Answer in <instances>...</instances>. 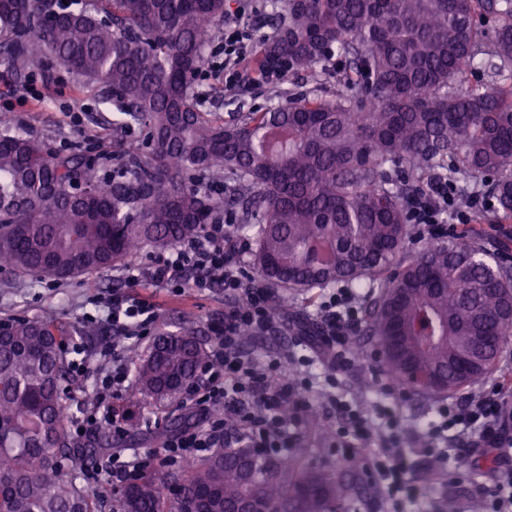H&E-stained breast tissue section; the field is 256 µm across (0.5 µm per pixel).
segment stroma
<instances>
[{
	"mask_svg": "<svg viewBox=\"0 0 512 512\" xmlns=\"http://www.w3.org/2000/svg\"><path fill=\"white\" fill-rule=\"evenodd\" d=\"M30 73L44 74L48 79L44 99L33 98L26 84L8 86L0 79V112L12 113L16 120L42 136L53 148L62 151L86 150L99 144L100 131L112 121L111 105L102 103L97 91L82 85L76 75L42 64H34ZM196 89L206 91V111L221 116L233 112H248L265 107L273 99L275 90L292 89V82L283 80L277 84L253 87L242 84L226 88L223 77L212 74L209 68H202L195 82ZM84 104L85 110L72 114L71 104ZM123 265L94 275L82 276L67 283L50 280L42 281L37 287L28 288L14 285L12 277L0 271V317L20 315L40 320H51L71 328L86 325V316L95 312L97 304L111 299L113 293L124 291ZM137 293L154 304L158 318L156 325L165 330H175L182 315H190L198 330L205 337H212V327L223 321L224 312L234 300L225 296L222 287L207 292L186 289L176 296L165 289L142 283ZM308 343L302 338L296 325L290 324L284 311H277L272 328L245 342L247 351L265 358H286L291 353H301ZM383 379L379 368L368 358L358 359L342 378L343 398H357L371 403L380 400V383ZM311 406L316 407L315 420L304 421L293 438L290 455L311 457L317 465H336L342 457L348 456V449H334L333 430L336 414L323 407L319 395H308ZM121 410L135 412L140 420L134 442L135 449L147 461H155L163 451L166 432L159 429L158 418L162 412L145 405L135 389H127L119 400ZM492 463L480 454H471L468 470L469 481L451 485L443 479L420 483L415 498L406 502L403 512H442L445 500H453L456 512H481L482 504L478 486L485 470Z\"/></svg>",
	"mask_w": 512,
	"mask_h": 512,
	"instance_id": "35a3bbf8",
	"label": "stroma"
}]
</instances>
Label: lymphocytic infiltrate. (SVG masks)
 <instances>
[{
	"label": "lymphocytic infiltrate",
	"mask_w": 512,
	"mask_h": 512,
	"mask_svg": "<svg viewBox=\"0 0 512 512\" xmlns=\"http://www.w3.org/2000/svg\"><path fill=\"white\" fill-rule=\"evenodd\" d=\"M254 0H238L224 19V83L232 86L241 78L258 43L259 27L244 23L246 14L255 12ZM418 238L434 239L447 232L443 214L448 211V183L429 179L426 189L412 202ZM244 242L236 235L230 220L206 225L195 237L150 254L145 262L127 270L128 291L113 294L103 317L113 334L124 340L138 338L155 323L153 304L135 295L140 281L172 290L192 288L205 291L222 286L225 295L238 297L239 303L224 315L223 324L214 329L210 359L201 370L198 385L189 388L187 398L193 409L206 420L204 426L191 427L164 443L162 465L181 467L204 458L220 448H251L264 457H283L290 441L291 419L283 407L295 400L300 389L310 387L306 371L289 368L277 360H263L245 354V334L268 331L273 323L268 293L247 275L240 262ZM361 297L356 289L332 288L317 308L322 324V345L333 357L325 377L335 384L339 373L352 361L347 353L358 327ZM74 370L89 378L97 396L92 414L76 419V433L89 426H111L115 438L126 432L124 419L115 406L130 385L131 371L124 354L112 355V371L92 370L88 360L75 362ZM340 417L336 445L362 447L369 451L365 477L375 487L383 512H401L404 501L416 488L411 480L419 469L431 466L434 459L452 458L481 449L494 466L481 487L483 512H512V385L494 380L459 397L443 400L437 416L423 429L422 447L407 448L409 439L396 405L380 402L364 410L353 402L336 400Z\"/></svg>",
	"instance_id": "obj_1"
}]
</instances>
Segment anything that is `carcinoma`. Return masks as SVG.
<instances>
[{
	"mask_svg": "<svg viewBox=\"0 0 512 512\" xmlns=\"http://www.w3.org/2000/svg\"><path fill=\"white\" fill-rule=\"evenodd\" d=\"M0 0V60L17 81L41 57L112 102V154L86 159L0 113V269L18 283L101 272L145 246L163 248L236 218L276 309L315 288H366L362 320L380 369L406 394L455 391L495 368L512 334V266L454 238L410 250V202L429 177L466 179L486 200L478 223L512 219V0H267L285 13L254 55L261 70L306 74L285 103L224 120L192 86L228 0ZM484 77L456 87L464 71ZM336 75L329 94L321 77ZM349 85L355 93L346 95ZM145 128V141L127 130ZM221 186L203 194L197 178ZM0 512H101L85 481L112 455L103 429L75 437L67 411L95 402L65 340L72 330L0 318ZM477 372L464 375L459 360ZM209 350L189 316L131 352L151 405L179 399ZM353 480L297 457L221 448L173 477L151 470L120 486L117 512H346Z\"/></svg>",
	"mask_w": 512,
	"mask_h": 512,
	"instance_id": "1",
	"label": "carcinoma"
}]
</instances>
